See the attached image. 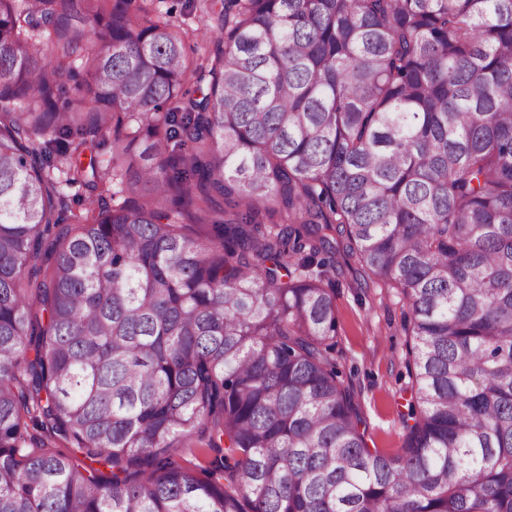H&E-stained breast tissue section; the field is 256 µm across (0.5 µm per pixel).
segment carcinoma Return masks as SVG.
Here are the masks:
<instances>
[{
	"label": "carcinoma",
	"instance_id": "1",
	"mask_svg": "<svg viewBox=\"0 0 512 512\" xmlns=\"http://www.w3.org/2000/svg\"><path fill=\"white\" fill-rule=\"evenodd\" d=\"M219 2L204 64L136 0H0V512H512V0ZM351 260L410 310L394 456L337 380Z\"/></svg>",
	"mask_w": 512,
	"mask_h": 512
}]
</instances>
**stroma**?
Segmentation results:
<instances>
[{"mask_svg": "<svg viewBox=\"0 0 512 512\" xmlns=\"http://www.w3.org/2000/svg\"><path fill=\"white\" fill-rule=\"evenodd\" d=\"M150 15L168 14L186 34L194 59L213 57L216 44L206 32L204 0H140ZM338 381L354 397L369 447L392 456L404 445L402 415L411 378L405 354L408 306L397 289L362 271L335 275Z\"/></svg>", "mask_w": 512, "mask_h": 512, "instance_id": "stroma-1", "label": "stroma"}]
</instances>
